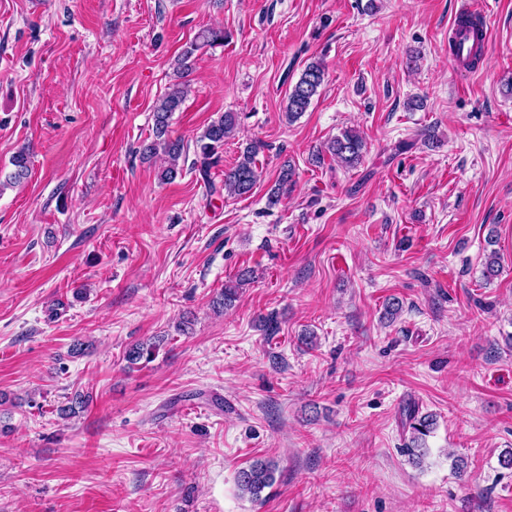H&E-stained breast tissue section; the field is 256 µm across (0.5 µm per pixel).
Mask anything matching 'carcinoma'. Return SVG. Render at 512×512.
Wrapping results in <instances>:
<instances>
[{"label":"carcinoma","instance_id":"carcinoma-1","mask_svg":"<svg viewBox=\"0 0 512 512\" xmlns=\"http://www.w3.org/2000/svg\"><path fill=\"white\" fill-rule=\"evenodd\" d=\"M462 27L469 33L470 50L460 59V62L468 67L481 54L482 34L477 24L470 20L463 21ZM224 39V31L207 28L187 43L177 58L174 82L169 85L154 106V140L143 148V155L147 158L157 154L165 157V166L159 170V179L162 182H169L177 177L181 170V161L186 159L188 150V146L183 141L168 136L170 119L181 109L188 94V84L184 81L185 74L191 67L196 52L207 46L222 43ZM324 80L325 65L322 61L315 60L305 66L298 80L288 88L285 106L288 121H296L308 110ZM238 125L239 115L236 112H225L211 121L195 138V158L192 167L203 176H208L211 168L220 162L224 142L235 135ZM259 149L260 145L257 143L246 145L235 165L224 174V189L228 193L243 196L252 191L259 179L256 159ZM326 149L344 166L355 168L363 161L366 145L362 136L351 130H345L331 139ZM11 164L14 171L5 180H0V191L11 184L22 182L29 176L30 157L26 150H19L12 157ZM247 281L248 272L244 271L236 277V280L224 284V288L212 301L213 309L220 312L232 306L239 297L240 289ZM161 342L160 338H151L131 345L126 351V361L131 366L143 360L152 361ZM89 402L90 397L76 393L68 398L65 404L57 407V415L63 420H68L85 411ZM403 425L410 433L404 453L413 465L419 466L426 453V437L433 429V415L422 414L418 407L410 404L404 409ZM274 473L275 466L271 462L256 460L238 472L237 483L243 493L254 500H259L264 489L274 484Z\"/></svg>","mask_w":512,"mask_h":512}]
</instances>
